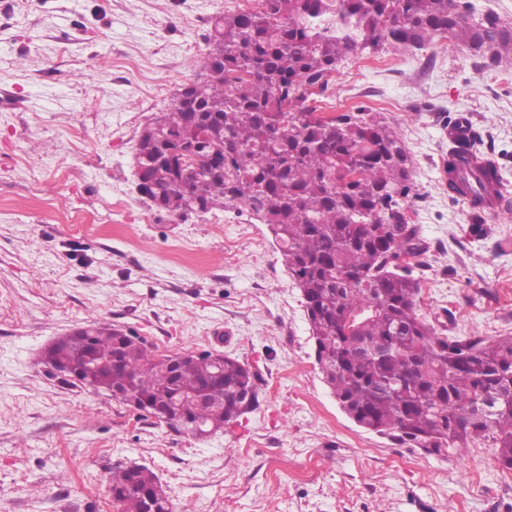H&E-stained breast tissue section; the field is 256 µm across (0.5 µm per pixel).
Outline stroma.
Here are the masks:
<instances>
[{"instance_id": "stroma-1", "label": "stroma", "mask_w": 512, "mask_h": 512, "mask_svg": "<svg viewBox=\"0 0 512 512\" xmlns=\"http://www.w3.org/2000/svg\"><path fill=\"white\" fill-rule=\"evenodd\" d=\"M236 7L0 0V512H116L118 463L152 469L174 512H512L491 443L428 455L341 411L266 225L244 209L183 221L139 195L143 126L192 78L211 18ZM355 104L385 113L412 157L422 313L451 336H512V208L474 233L442 172L444 129L469 113L512 200V61L486 71L445 39L354 58L322 106ZM91 315L247 363L257 408L195 440L61 383L42 353Z\"/></svg>"}]
</instances>
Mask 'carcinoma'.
<instances>
[{
  "instance_id": "cac0c4a2",
  "label": "carcinoma",
  "mask_w": 512,
  "mask_h": 512,
  "mask_svg": "<svg viewBox=\"0 0 512 512\" xmlns=\"http://www.w3.org/2000/svg\"><path fill=\"white\" fill-rule=\"evenodd\" d=\"M485 68L512 60V22L472 0H260L226 11L190 62L193 78L141 131L140 194L186 218L246 208L268 226L300 291L315 362L359 427L429 455L492 443L512 470V336H445L419 307L426 246L408 215L410 155L388 117L365 105L326 116L338 66L436 38ZM477 153L450 148L452 162ZM44 364L80 370L78 387L145 414L216 433L258 404L256 374L213 351L159 354L132 330L89 317ZM117 512H172L147 467L112 469Z\"/></svg>"
}]
</instances>
